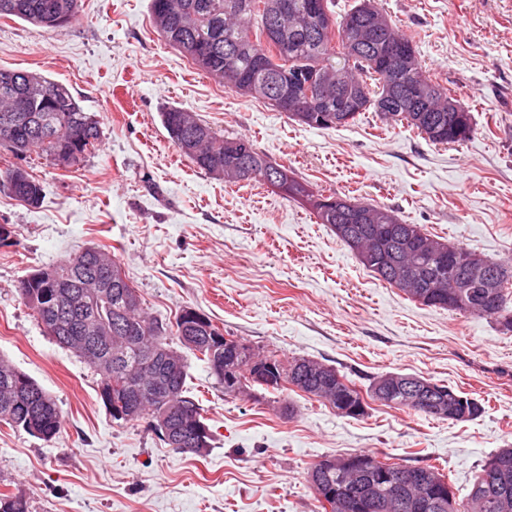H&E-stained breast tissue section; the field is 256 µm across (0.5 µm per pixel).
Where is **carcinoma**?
<instances>
[{
	"label": "carcinoma",
	"mask_w": 512,
	"mask_h": 512,
	"mask_svg": "<svg viewBox=\"0 0 512 512\" xmlns=\"http://www.w3.org/2000/svg\"><path fill=\"white\" fill-rule=\"evenodd\" d=\"M288 3V13L283 21L288 24V43L278 47L266 39V30L272 24L267 7L280 2ZM240 0H151V16L154 26L170 47L190 58L200 70L214 77L224 86L238 89L242 85L252 88L250 97L268 102L280 110L282 97H288L286 116L300 124L310 125L302 118L317 98L316 82L303 80L292 82L294 74L289 62L310 67L316 73L334 78L343 89L345 99L354 98L353 106L341 107L333 104L332 110H340L346 127L354 124L361 113L368 111L369 99L385 98L389 111L379 113L386 122L404 121L428 141L435 144H463L474 133L472 115H467L466 133L458 135L448 127V99L450 90L423 73L419 57H414L406 72V81L416 83L433 94L437 110L429 113L432 122L415 120L416 112L412 103L404 96L388 92L382 71L375 62L379 46L390 41L414 48L411 37L400 32L389 19L383 8L371 0L376 12L387 22L385 31L378 34L371 43H364L353 58L347 53L348 42L355 32L348 21L360 18L363 0L348 10L329 30L309 35L310 0H251L254 8L250 12L237 9ZM67 13V23H72L79 12V0H0V17H16L33 25L54 29L48 22L50 11ZM235 54V71L226 73L225 52ZM260 55L264 62L256 67L254 58ZM27 100L28 115L44 123L46 135H36L26 122L19 120L10 137L11 145L4 149L15 156L31 150H39L52 158L61 155L83 156L95 149L101 141L102 130L96 116L84 111L71 91L62 83L54 81L36 71L0 69V124L6 116L12 115L14 104L19 99ZM161 123L170 139L183 155L188 157L200 170L212 175L224 168L232 170L236 161L248 151V164L229 176L227 182L238 183L259 179L267 181V171L272 167L268 157L254 148L246 136L228 137L192 114L175 106L160 112ZM13 169L0 171V181L9 185L15 199L37 206L43 198L38 181L27 176L25 182L11 185ZM281 184L286 186L284 196L303 205L313 198L322 196L308 183L298 180L288 167H282ZM315 215L322 224L336 227L347 224L352 217L349 204ZM366 214L384 211L388 214L387 226L401 227L403 220L392 209L385 206L359 204ZM435 239L417 231L415 241L404 244L391 240L393 258L405 265L423 284L443 285L441 292L448 293V280L453 259L470 256L472 251L460 246L448 245L447 255H441L427 248ZM112 267V285L101 288H85L84 280L96 272V263ZM362 265L375 273L381 280L403 291L411 300L419 301L415 291L394 280L383 271V265L368 261ZM501 277L502 288L498 290L497 303L493 311L468 305L470 289L463 291L461 301L465 305L454 308L463 314L495 317L506 331H512V314L505 313V301L512 286V261H490ZM62 282L74 291L85 293L90 305L78 313L71 309L66 300L51 295L53 284ZM18 292L25 304L43 324L54 321L52 337L62 347L88 361L100 375L101 397L108 413L116 420H139L148 418L153 423L158 438L166 441L162 422L184 419L202 430V435L176 451L201 455L210 448L211 435L201 418L200 409L194 399L186 395L188 362L185 351H190L210 367L234 368L238 388L233 395L240 396L257 386L270 393H279L292 386L306 395L322 401L332 408L348 401L367 412L365 398H374L372 392L361 393L356 384L330 368L336 378L333 390L326 392L317 378L292 368L297 359L283 363L276 355L268 354L264 359L271 362L276 375L272 383L263 385L259 381V369L263 364L257 361L258 354L248 348L236 354L225 348L224 332L205 316L203 323L191 340L182 339V316L175 318L167 327L158 319L149 316L140 296L126 277L119 260L97 248L87 247L59 263L38 269L27 275L19 284ZM83 316L96 322L107 321L103 340L97 345H88L82 337L69 331L70 320ZM179 337L180 347L168 342L167 333ZM177 354L180 367L170 370L166 352ZM46 402L50 411L41 415L38 423L32 420L33 401ZM383 404L408 408L416 413L441 419H451L446 413L434 412L408 400L398 386H391ZM22 429L29 435L49 442L61 428V415L53 397L31 377L0 358V425ZM512 454V448H501L493 454L475 478L466 502L459 504L453 492L443 505L430 512H512V465L493 475L489 468L496 459ZM309 475L315 477L312 483L321 512H354L349 506L347 492L343 491L345 481L334 469L315 464ZM0 512H29L28 501L14 494H0Z\"/></svg>",
	"instance_id": "cac0c4a2"
}]
</instances>
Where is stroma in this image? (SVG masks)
I'll list each match as a JSON object with an SVG mask.
<instances>
[{
	"instance_id": "obj_1",
	"label": "stroma",
	"mask_w": 512,
	"mask_h": 512,
	"mask_svg": "<svg viewBox=\"0 0 512 512\" xmlns=\"http://www.w3.org/2000/svg\"><path fill=\"white\" fill-rule=\"evenodd\" d=\"M378 2L472 113L467 142L436 145L373 111L336 129L292 121L169 47L151 0H80L76 20L56 32L0 17V67L65 84L102 127L98 150L70 168L40 151L0 152V168L19 165L44 189L31 207L0 184V224L14 232L0 244V357L45 389L62 418L49 442L0 426V493L25 496L30 512H320L308 471L323 459L366 452L436 467L461 499L489 456L512 447V332L412 301L303 205L195 167L160 120L165 107L182 108L248 136L324 194L512 258V0ZM93 246L118 258L159 320L192 308L225 335L284 360L321 361L360 387L416 374L485 411L455 422L372 401L354 419L297 390L233 397L192 356L187 394L212 442L204 455L179 453L148 420H114L94 368L48 336L18 293L34 269Z\"/></svg>"
}]
</instances>
